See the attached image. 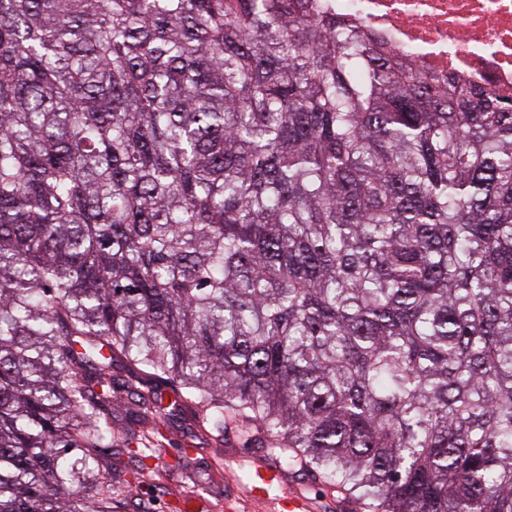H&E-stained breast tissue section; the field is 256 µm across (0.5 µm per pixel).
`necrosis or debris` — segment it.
<instances>
[{"label": "necrosis or debris", "mask_w": 512, "mask_h": 512, "mask_svg": "<svg viewBox=\"0 0 512 512\" xmlns=\"http://www.w3.org/2000/svg\"><path fill=\"white\" fill-rule=\"evenodd\" d=\"M376 42L429 72L512 95V0H323Z\"/></svg>", "instance_id": "obj_1"}]
</instances>
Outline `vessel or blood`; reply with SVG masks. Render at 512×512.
<instances>
[{
    "mask_svg": "<svg viewBox=\"0 0 512 512\" xmlns=\"http://www.w3.org/2000/svg\"><path fill=\"white\" fill-rule=\"evenodd\" d=\"M256 480L245 490H235L224 496V512H244L246 504L255 501H271L270 512H319L321 505L317 498L311 497L305 489L290 488L288 493L278 499H270L273 487L284 482L285 476L276 463L262 461L255 466Z\"/></svg>",
    "mask_w": 512,
    "mask_h": 512,
    "instance_id": "b4317fda",
    "label": "vessel or blood"
}]
</instances>
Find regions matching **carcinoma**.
Masks as SVG:
<instances>
[{
    "instance_id": "carcinoma-1",
    "label": "carcinoma",
    "mask_w": 512,
    "mask_h": 512,
    "mask_svg": "<svg viewBox=\"0 0 512 512\" xmlns=\"http://www.w3.org/2000/svg\"><path fill=\"white\" fill-rule=\"evenodd\" d=\"M175 409L512 512V98L316 0H0V512H133Z\"/></svg>"
}]
</instances>
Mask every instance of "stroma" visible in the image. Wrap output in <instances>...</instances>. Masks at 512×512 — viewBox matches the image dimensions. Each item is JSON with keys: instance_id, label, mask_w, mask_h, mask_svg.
I'll use <instances>...</instances> for the list:
<instances>
[{"instance_id": "1", "label": "stroma", "mask_w": 512, "mask_h": 512, "mask_svg": "<svg viewBox=\"0 0 512 512\" xmlns=\"http://www.w3.org/2000/svg\"><path fill=\"white\" fill-rule=\"evenodd\" d=\"M166 440L159 458L153 459V473L132 478V465L128 457L116 461L121 481L133 497L139 512H212L209 503L213 495L224 494L228 486L251 483L253 462L266 454L258 447L247 452L242 450L237 436L225 437L223 444L207 442L204 437H193L185 424L170 423L164 429ZM239 455L241 462L231 473L219 472L221 458ZM195 471L202 482L204 494L195 503H186L190 489L185 481L188 471Z\"/></svg>"}]
</instances>
